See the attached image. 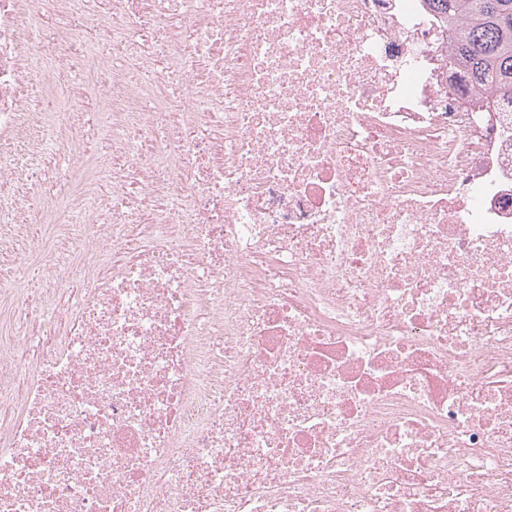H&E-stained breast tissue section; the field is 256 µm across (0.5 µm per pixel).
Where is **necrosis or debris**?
Returning <instances> with one entry per match:
<instances>
[{
	"label": "necrosis or debris",
	"instance_id": "1",
	"mask_svg": "<svg viewBox=\"0 0 512 512\" xmlns=\"http://www.w3.org/2000/svg\"><path fill=\"white\" fill-rule=\"evenodd\" d=\"M11 186L0 512H512V106L428 0H0ZM38 168L42 171V192L47 196H59L68 189V184L54 163L48 158L40 159ZM53 226V235L43 238L46 240L48 249H55L59 261V266L64 269H70L76 266L79 261V250H67L65 245V225L51 224ZM26 249L25 240L3 239L0 241V278L10 274L15 256L25 252Z\"/></svg>",
	"mask_w": 512,
	"mask_h": 512
}]
</instances>
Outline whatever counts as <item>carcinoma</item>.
<instances>
[{
    "label": "carcinoma",
    "mask_w": 512,
    "mask_h": 512,
    "mask_svg": "<svg viewBox=\"0 0 512 512\" xmlns=\"http://www.w3.org/2000/svg\"><path fill=\"white\" fill-rule=\"evenodd\" d=\"M428 2L451 30L448 61L486 105H512V0Z\"/></svg>",
    "instance_id": "cac0c4a2"
}]
</instances>
